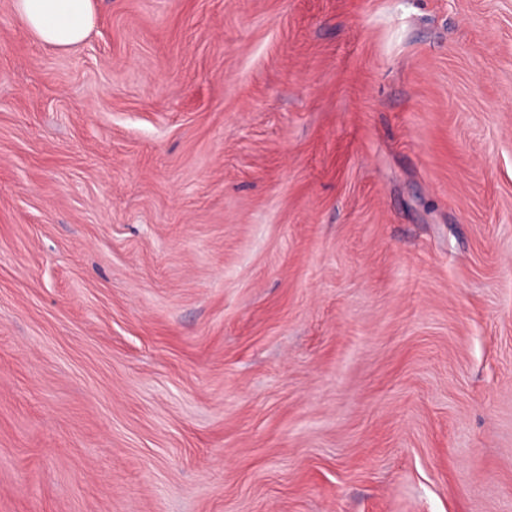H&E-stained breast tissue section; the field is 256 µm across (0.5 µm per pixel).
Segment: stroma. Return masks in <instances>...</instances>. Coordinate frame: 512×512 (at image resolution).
Returning <instances> with one entry per match:
<instances>
[{"instance_id": "35a3bbf8", "label": "stroma", "mask_w": 512, "mask_h": 512, "mask_svg": "<svg viewBox=\"0 0 512 512\" xmlns=\"http://www.w3.org/2000/svg\"><path fill=\"white\" fill-rule=\"evenodd\" d=\"M0 0V512H512V0ZM16 14L39 43L72 48L95 23L93 0H14Z\"/></svg>"}]
</instances>
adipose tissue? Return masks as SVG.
Wrapping results in <instances>:
<instances>
[{
  "label": "adipose tissue",
  "instance_id": "obj_1",
  "mask_svg": "<svg viewBox=\"0 0 512 512\" xmlns=\"http://www.w3.org/2000/svg\"><path fill=\"white\" fill-rule=\"evenodd\" d=\"M13 6L36 41L57 48L80 44L95 23L93 0H13Z\"/></svg>",
  "mask_w": 512,
  "mask_h": 512
}]
</instances>
